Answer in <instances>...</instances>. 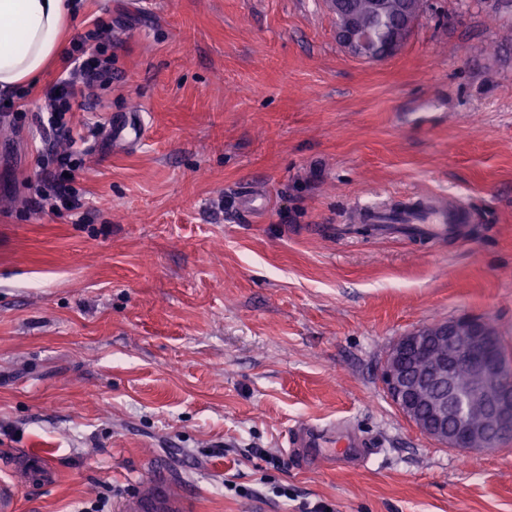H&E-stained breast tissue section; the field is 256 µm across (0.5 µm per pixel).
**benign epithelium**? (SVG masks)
Segmentation results:
<instances>
[{"label": "benign epithelium", "mask_w": 512, "mask_h": 512, "mask_svg": "<svg viewBox=\"0 0 512 512\" xmlns=\"http://www.w3.org/2000/svg\"><path fill=\"white\" fill-rule=\"evenodd\" d=\"M330 0L339 16L336 36L353 55L382 60L406 43L423 12V0H412L411 19L386 43L374 28L350 21ZM466 368L477 395L459 396L452 388L457 370ZM381 380L403 417L431 440L471 450L482 440L481 450H493L512 437V367L502 355L501 343L488 338L483 321L468 314L421 325L398 338L384 360ZM479 421H471L474 409Z\"/></svg>", "instance_id": "7a95c632"}]
</instances>
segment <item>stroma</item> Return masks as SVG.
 <instances>
[{"instance_id":"obj_1","label":"stroma","mask_w":512,"mask_h":512,"mask_svg":"<svg viewBox=\"0 0 512 512\" xmlns=\"http://www.w3.org/2000/svg\"><path fill=\"white\" fill-rule=\"evenodd\" d=\"M96 18L112 81L73 104L82 214L29 204L67 146L36 119L64 61L0 115V479L54 463L17 512H124L160 478L185 512H512V441L440 447L380 381L398 336L462 313L512 345V8L429 0L380 63L325 0H84L67 38ZM126 110L145 140L97 151ZM257 185L258 221L234 203ZM435 192L471 206L464 237L350 220ZM302 421L365 450L291 451ZM15 473L21 482L45 483L53 474L52 461L46 456H35L24 454L21 456L15 467Z\"/></svg>"}]
</instances>
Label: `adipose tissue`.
Returning a JSON list of instances; mask_svg holds the SVG:
<instances>
[{
  "mask_svg": "<svg viewBox=\"0 0 512 512\" xmlns=\"http://www.w3.org/2000/svg\"><path fill=\"white\" fill-rule=\"evenodd\" d=\"M70 0H0V92L36 85L57 59Z\"/></svg>",
  "mask_w": 512,
  "mask_h": 512,
  "instance_id": "ef3b65f1",
  "label": "adipose tissue"
}]
</instances>
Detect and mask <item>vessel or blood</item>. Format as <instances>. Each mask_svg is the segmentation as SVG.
Instances as JSON below:
<instances>
[{"instance_id": "b4317fda", "label": "vessel or blood", "mask_w": 512, "mask_h": 512, "mask_svg": "<svg viewBox=\"0 0 512 512\" xmlns=\"http://www.w3.org/2000/svg\"><path fill=\"white\" fill-rule=\"evenodd\" d=\"M145 130L146 124L140 113H116L106 126L103 138L112 142L113 146H125L140 141ZM239 204L244 212L260 216L268 210L270 199L266 192L256 189L241 195ZM355 219L374 225L377 235L381 237L425 238L440 242L463 236L473 216L466 205L451 204L436 195H421L397 215L385 205H360L355 210ZM332 444L327 428L309 422L297 425L289 437V445L293 448H326ZM15 472L23 482L43 483L52 476L53 465L48 457L26 454L18 459ZM126 510L182 512V507L163 490L154 488L129 500Z\"/></svg>"}]
</instances>
